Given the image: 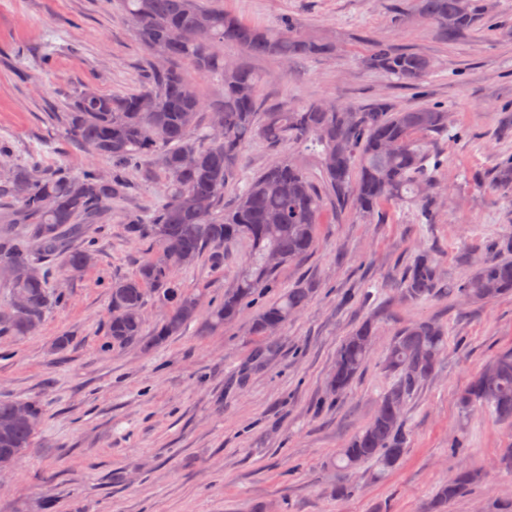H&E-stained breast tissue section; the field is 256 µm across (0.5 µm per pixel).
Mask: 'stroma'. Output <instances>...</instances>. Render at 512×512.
Segmentation results:
<instances>
[{
	"mask_svg": "<svg viewBox=\"0 0 512 512\" xmlns=\"http://www.w3.org/2000/svg\"><path fill=\"white\" fill-rule=\"evenodd\" d=\"M219 4L266 27L294 20L336 46L333 55L288 62L224 46L228 60L265 75L266 107L384 98L399 109L429 101L447 110L439 218L418 224L410 204L392 203L364 220L325 198L312 250L277 275L279 290H314L279 333L253 335L249 309L208 336L190 326L148 352L110 348L108 285L158 251L155 241L131 240L124 226L127 213L150 216L166 198L157 158H142L128 172V193L88 227L95 265L77 274L54 264L51 287L64 290L67 303L50 308L32 335L0 334V399L36 398L46 408L10 483L0 486V512H423L463 469L482 479L445 512H501L512 499V473L498 458L512 446V427L463 412L458 395L512 348V296L410 302L398 282L423 249L434 251L448 281L468 277L494 240L512 234V196L474 179L512 156V138L497 134L512 115V0H493L489 20L452 43L409 0ZM377 40L432 59L420 87L366 66ZM144 57L121 0H0V148L8 153L0 182L35 164L73 176L91 166L108 172L107 160L70 138L64 112L86 85L112 95L139 89ZM272 155L263 142L247 145L225 200ZM247 253L238 243L225 249L223 267L202 260L175 280L220 300ZM367 320L376 329L372 355L348 390L331 395L336 351ZM419 320L446 326L448 350L405 405L407 451L383 477L369 464L348 472L336 455L393 383L382 361L396 330ZM60 336L70 339L63 351L55 347ZM455 441L460 451H451Z\"/></svg>",
	"mask_w": 512,
	"mask_h": 512,
	"instance_id": "1",
	"label": "stroma"
}]
</instances>
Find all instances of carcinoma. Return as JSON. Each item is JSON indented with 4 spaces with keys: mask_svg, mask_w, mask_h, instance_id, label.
<instances>
[{
    "mask_svg": "<svg viewBox=\"0 0 512 512\" xmlns=\"http://www.w3.org/2000/svg\"><path fill=\"white\" fill-rule=\"evenodd\" d=\"M124 16L147 52L148 78L139 90L112 96L85 87L69 102L70 136L111 165L109 180L95 169L72 177L60 169L35 175L23 168L0 185V198H10V210L0 225V267L38 266L50 260L80 273L96 258L87 225L98 224L112 199L127 193V172L142 157L156 152L168 177L165 202L145 220L136 213L124 219L132 238H148L159 252L145 260L130 278L110 285L109 343L150 349L180 334L193 321L202 335L237 319L272 288L282 266L306 255L313 247L321 223L322 198L305 172L286 154L276 155L255 176L247 179L235 203L224 207V188L234 175L243 148L255 139L273 146L286 144L320 147L322 177L337 207L352 208L371 219L383 205L400 201L416 206L415 220L433 224L438 215L433 183L441 166L439 152L426 143L428 134L448 132V112L424 104L397 109L378 99L361 105L329 106L311 102L284 109H263L258 90L263 77L243 65L230 67L219 44H231L254 56L282 61L330 55L328 41L307 36L290 20L276 28H262L224 13L216 4L201 0H123ZM484 0H473L470 12L461 0H413L415 11L447 41L472 31L486 17ZM169 57L166 69L154 65V56ZM187 63L198 76L217 78L223 97L204 106L192 77L181 68ZM367 64L417 87L433 68L428 57L384 42L373 43ZM154 100L151 110L139 103ZM221 112L224 134L198 129L200 112ZM191 154L195 162L185 166ZM489 186L512 193V160L493 167ZM239 239L249 243L233 287L224 299L200 315L202 295L177 287L174 271L207 257L224 265V246ZM274 255L278 264L268 257ZM50 268L30 280H3L6 303L0 308V334L24 337L34 333L53 304L65 303L63 293L48 288ZM406 299L418 302L453 292L473 302H489L512 295V237L491 244L490 253L469 278L443 287L438 259L420 251L404 269L400 281ZM167 306L152 333L145 331L143 310L149 294ZM24 307H13L15 295ZM312 289L289 288L255 314L251 331L266 336L281 328L310 302ZM375 327L365 322L341 344L328 378L332 393L346 391L363 371L371 354ZM448 346V331L439 322L422 320L400 328L384 359L394 382L381 396L371 421L340 449L344 468L373 463L379 477L387 474L407 451V399L437 369ZM494 374L483 373L459 397V406L485 410L496 421L512 425V350L491 362ZM28 417H15L17 400H0V454H19L29 447L44 420L36 400H28ZM477 480L470 470L458 472L434 495L432 512L457 498Z\"/></svg>",
    "mask_w": 512,
    "mask_h": 512,
    "instance_id": "cac0c4a2",
    "label": "carcinoma"
}]
</instances>
